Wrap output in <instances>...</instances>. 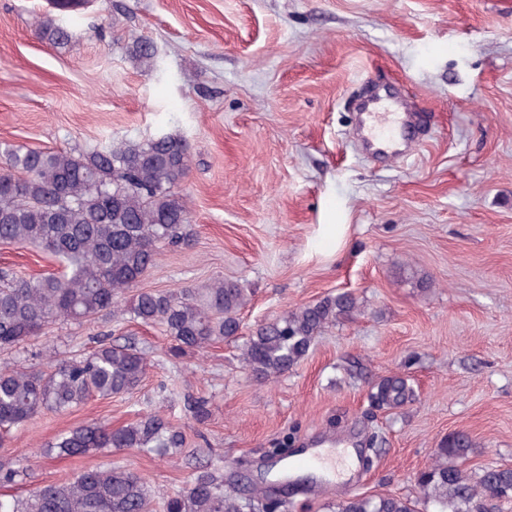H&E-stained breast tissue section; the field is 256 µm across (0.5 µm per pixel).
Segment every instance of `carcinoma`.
<instances>
[{"mask_svg": "<svg viewBox=\"0 0 512 512\" xmlns=\"http://www.w3.org/2000/svg\"><path fill=\"white\" fill-rule=\"evenodd\" d=\"M40 39L67 44L69 31L50 23L35 26ZM151 67L149 41L133 48ZM190 169L187 143L171 135L143 142L101 143L79 151H50L22 145L0 147V243H27L54 256L60 271L19 278L0 269V349L21 346L59 322L128 317L158 325L178 353L202 351L238 335L239 311L247 303L239 284L217 279L202 288L138 290L126 294L156 264L164 250L186 245L192 217L180 185ZM359 309L351 293L328 295L259 325L242 351L258 378H277L297 365L316 336ZM148 371L145 352L132 345L102 343L85 357L52 359L45 369L0 368V433L44 412H66L97 395L131 392ZM401 380L381 388L399 404ZM185 435L158 411L112 428L92 423L74 427L41 446V454L85 456L104 448L141 450L165 458L185 450ZM472 450L464 432L436 448L420 472V497L436 512H485L487 499H512V468L493 466L475 477L462 468ZM262 488L243 499L224 492L213 473L196 474L185 490L163 498L162 512H255ZM154 493L129 469L96 466L71 479L45 484L24 498L0 494V512H152ZM336 512H416L408 497L357 495Z\"/></svg>", "mask_w": 512, "mask_h": 512, "instance_id": "obj_1", "label": "carcinoma"}]
</instances>
